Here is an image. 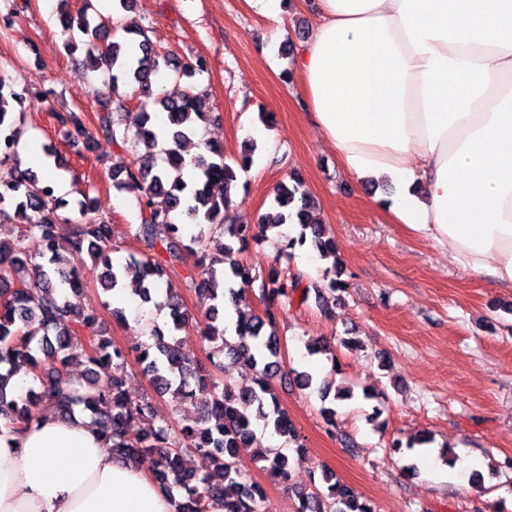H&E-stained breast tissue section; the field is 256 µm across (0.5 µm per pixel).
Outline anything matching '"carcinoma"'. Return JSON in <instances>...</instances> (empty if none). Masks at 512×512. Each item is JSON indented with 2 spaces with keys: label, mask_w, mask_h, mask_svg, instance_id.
I'll return each instance as SVG.
<instances>
[{
  "label": "carcinoma",
  "mask_w": 512,
  "mask_h": 512,
  "mask_svg": "<svg viewBox=\"0 0 512 512\" xmlns=\"http://www.w3.org/2000/svg\"><path fill=\"white\" fill-rule=\"evenodd\" d=\"M61 30L67 34L66 48L85 52L82 76L103 71L108 92L97 101L93 127L83 126L74 112L58 116L61 126H73L80 137L70 143L75 153L91 151L102 136L119 149L140 148L143 153L130 166L112 168V187L119 193H132L137 201L138 224L132 236L145 252L132 255L122 265L112 262V224L103 217L90 218L95 209L89 198L79 202L84 220L69 225L66 245H61L59 210L67 206L55 190L39 185L38 170L16 165V152L0 153V166L13 164V171L0 179V219L20 225L12 242L0 240V414L14 428L26 427L38 418V411L51 407L59 417L72 415L80 407L88 413L112 454L147 465L150 478L167 493L181 498L178 512H207L209 502H224V512H259L264 488L247 482L239 462L243 452L264 464L273 478L289 483L288 456L278 449L265 448L257 441L255 424L273 426L292 450H304L303 437L280 406L272 380L284 368L281 343L275 334H265L275 312L310 297L326 310L340 300V280L323 276L322 281H304V275L291 276L279 270L281 260L303 246L322 257L336 256V240L322 224L300 177L291 173L274 191L276 214L263 216L258 233L248 225L229 222L232 192L254 162L256 144L249 143L243 154L228 162L224 149L210 142L205 153L191 160L183 154V144L196 136L211 113L209 98L190 90L175 99L169 95L152 100L141 115L135 132L122 126L113 111V94L119 85H132L142 92L152 84L161 69L180 78H193L196 68L175 63L169 54L159 53L142 29L130 23L125 33L138 36L108 41L112 17L93 9L90 0L72 10L69 0H60ZM22 94L13 79L0 71V130L9 143L19 145L24 133V113L13 110L21 105ZM166 117L167 133L160 136L155 125L158 114ZM197 233L184 240V224ZM224 234V251L201 258L188 274L185 287L211 301L202 336L210 346L205 367L189 359L175 332L189 323L181 289L166 281L170 328L150 331V342L137 349L136 362L149 377L154 393L175 400L195 397L189 380L206 392L203 411L185 419L177 427L154 421L150 397L133 401L126 390L130 352L112 342L104 314L96 309L78 310L67 292L79 293L85 277L70 270L65 249H87L97 271L96 280L108 295L130 281L143 302L152 300L159 281L185 264L192 244L203 235ZM272 239L273 263L267 272L252 274L239 259L249 239ZM259 283V299L265 314L247 313V290ZM236 320L228 318L229 312ZM250 367L253 384L237 387L224 380L226 365ZM85 366L84 374L74 376L75 363ZM24 369L32 385L23 398H15L9 381ZM299 385L318 394L326 422L336 416L335 400L353 396L343 387L331 394L332 382L318 379L307 371H294ZM195 454L208 459L209 473L200 475L186 466L185 457ZM326 484V492L295 490L297 512H374L370 503L354 496L331 471L311 475L310 482Z\"/></svg>",
  "instance_id": "carcinoma-1"
}]
</instances>
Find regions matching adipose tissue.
Listing matches in <instances>:
<instances>
[{"label": "adipose tissue", "instance_id": "1", "mask_svg": "<svg viewBox=\"0 0 512 512\" xmlns=\"http://www.w3.org/2000/svg\"><path fill=\"white\" fill-rule=\"evenodd\" d=\"M293 63L314 122L380 208L512 288V0H311ZM83 415L0 432V512H177Z\"/></svg>", "mask_w": 512, "mask_h": 512}]
</instances>
